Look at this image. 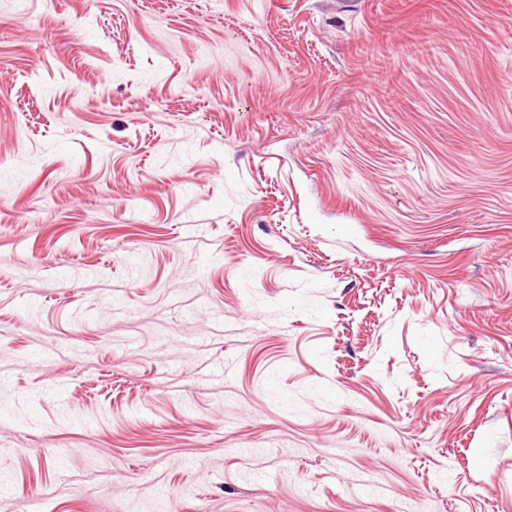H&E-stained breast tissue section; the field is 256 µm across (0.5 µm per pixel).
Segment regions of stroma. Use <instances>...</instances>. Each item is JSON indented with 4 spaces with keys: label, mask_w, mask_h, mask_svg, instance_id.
Here are the masks:
<instances>
[{
    "label": "stroma",
    "mask_w": 512,
    "mask_h": 512,
    "mask_svg": "<svg viewBox=\"0 0 512 512\" xmlns=\"http://www.w3.org/2000/svg\"><path fill=\"white\" fill-rule=\"evenodd\" d=\"M0 512H512V0H0Z\"/></svg>",
    "instance_id": "stroma-1"
}]
</instances>
